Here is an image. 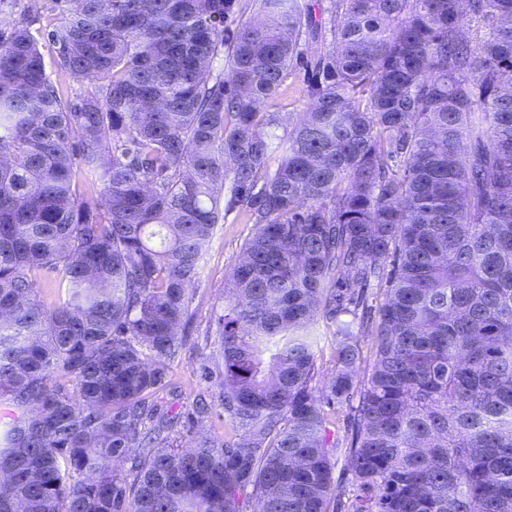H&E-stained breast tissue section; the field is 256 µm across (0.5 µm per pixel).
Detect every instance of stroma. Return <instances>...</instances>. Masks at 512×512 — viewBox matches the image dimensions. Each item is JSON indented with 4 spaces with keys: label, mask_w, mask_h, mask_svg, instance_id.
Listing matches in <instances>:
<instances>
[{
    "label": "stroma",
    "mask_w": 512,
    "mask_h": 512,
    "mask_svg": "<svg viewBox=\"0 0 512 512\" xmlns=\"http://www.w3.org/2000/svg\"><path fill=\"white\" fill-rule=\"evenodd\" d=\"M37 16L41 26L56 27L62 10L55 0H0V23H16L26 15ZM305 72L294 66L281 91L270 104L271 111L281 118L276 132L286 135L303 117L307 108ZM255 230L246 212L228 214L218 225L206 245L197 280L188 288L189 311L192 315L190 336L186 347L171 362L168 386L162 393L163 403L173 412L187 413L201 392H208L211 413L206 424L212 436L223 439L230 430V420L220 402L218 373L223 370L219 346L213 335V318L224 307V291L238 262L241 249ZM209 364L215 378L202 381L197 373L200 364Z\"/></svg>",
    "instance_id": "1"
}]
</instances>
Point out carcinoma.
Here are the masks:
<instances>
[{
    "label": "carcinoma",
    "mask_w": 512,
    "mask_h": 512,
    "mask_svg": "<svg viewBox=\"0 0 512 512\" xmlns=\"http://www.w3.org/2000/svg\"><path fill=\"white\" fill-rule=\"evenodd\" d=\"M256 2L227 38L236 0H64L42 36L92 85L73 98L36 17L0 28V512H330V425L355 396L347 512H512V0H330L325 22ZM325 23L280 137L268 105ZM240 209L256 231L215 320L234 434L181 450L155 394ZM43 271L64 299L39 300ZM373 286L358 390L346 316ZM335 329L334 325L329 324L322 319H320L316 327L318 347H315V351L317 357L316 365L319 372L317 384L318 382H321L319 386L322 385V382L327 381L334 371L335 366L332 356L331 342L333 340Z\"/></svg>",
    "instance_id": "cac0c4a2"
}]
</instances>
